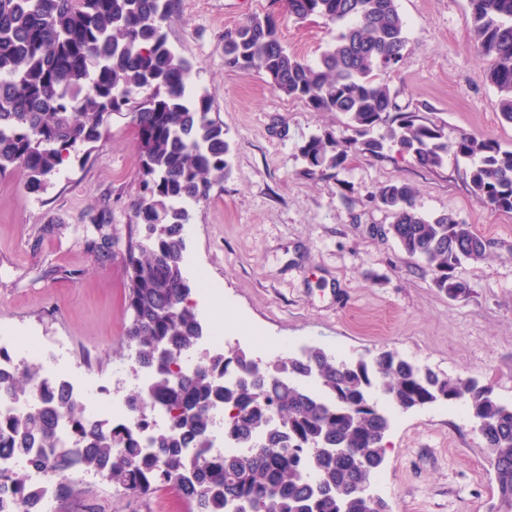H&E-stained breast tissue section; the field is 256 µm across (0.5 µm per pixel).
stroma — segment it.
I'll return each mask as SVG.
<instances>
[{
    "label": "stroma",
    "mask_w": 512,
    "mask_h": 512,
    "mask_svg": "<svg viewBox=\"0 0 512 512\" xmlns=\"http://www.w3.org/2000/svg\"><path fill=\"white\" fill-rule=\"evenodd\" d=\"M408 44L399 71L384 75L398 111L512 149L499 93L472 35L468 0H398ZM271 15L292 52L317 61L336 33L324 18L298 21L283 0H175L164 30L193 65L192 83L224 124L228 166L209 200L192 206L184 238L188 279L204 275L211 293L190 300L204 325L263 360L318 346L354 361L394 350L450 377H473L512 402V213L491 210L463 182L466 163L448 155L420 167L391 149L351 154L344 169L309 176L300 154L312 135L351 136L348 118L315 112L275 91L265 77L224 65V32L252 15ZM135 128L113 115L94 150L71 152L46 191L28 193L21 176L0 179V334L40 336L68 350L65 373L110 381L130 372L125 308ZM400 180L416 191L417 211L454 214L489 243L487 257L461 272L469 293L452 300L432 272L389 231L393 219L375 196ZM105 216L112 249L94 257L93 221ZM384 462L371 494L391 512H490L494 469L467 414L436 402L391 411ZM62 512H190L176 490L146 497L95 479L73 483Z\"/></svg>",
    "instance_id": "stroma-1"
}]
</instances>
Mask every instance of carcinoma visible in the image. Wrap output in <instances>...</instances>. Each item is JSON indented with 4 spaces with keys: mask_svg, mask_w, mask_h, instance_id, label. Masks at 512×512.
<instances>
[{
    "mask_svg": "<svg viewBox=\"0 0 512 512\" xmlns=\"http://www.w3.org/2000/svg\"><path fill=\"white\" fill-rule=\"evenodd\" d=\"M468 3L501 118L512 124V0ZM286 4L298 20L318 15L336 25L317 62L288 51L274 22L253 15L225 35L224 65L265 76L316 112L349 118L354 136L325 132L302 145L306 174L340 169L351 153L381 156L387 141L427 169L441 167L452 149L468 162L469 192L512 213V149L467 133L450 143L413 112L391 114L393 98L380 76L404 61L406 23L397 0ZM172 10L173 0H0V178L18 173L39 193L65 151L104 139L112 114L132 117L142 185L132 210L146 234L126 257L127 338L134 370L152 380L128 402L136 413L159 409L171 419L150 433V452L125 427L86 418L67 382L43 377L40 365L0 369V397L33 398L27 413L0 418V460L22 457L56 480L93 472L135 497L174 487L192 512H250L261 501L269 512H388L383 499L357 491L384 461L390 416L372 397L379 388L402 410L463 403L494 468L496 512H512V403L477 381L441 377L393 350L356 363L317 346L273 363L243 349L200 350L206 328L189 301L186 205L207 200L223 181L229 145L206 96L189 90L192 64L168 42L163 24ZM380 126L385 133L373 136ZM414 198L405 182L379 188L393 237L426 264L440 292L467 295L459 269L483 261L488 242L451 214L419 213ZM105 227L97 221L90 252L112 245ZM196 352L201 366L182 370L183 358ZM63 422L75 436L70 447L58 439ZM220 426L238 447L222 457L211 453ZM47 489L13 472L0 483V512H39Z\"/></svg>",
    "mask_w": 512,
    "mask_h": 512,
    "instance_id": "carcinoma-1",
    "label": "carcinoma"
}]
</instances>
